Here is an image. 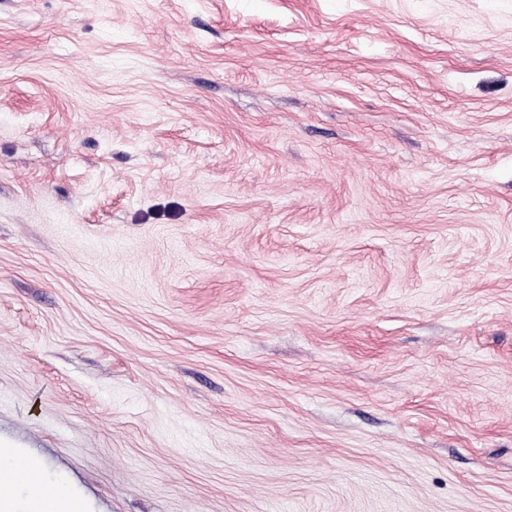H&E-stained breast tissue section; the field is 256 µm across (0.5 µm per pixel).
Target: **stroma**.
Masks as SVG:
<instances>
[{
  "label": "stroma",
  "instance_id": "stroma-1",
  "mask_svg": "<svg viewBox=\"0 0 512 512\" xmlns=\"http://www.w3.org/2000/svg\"><path fill=\"white\" fill-rule=\"evenodd\" d=\"M0 444L90 512H512V0H0Z\"/></svg>",
  "mask_w": 512,
  "mask_h": 512
}]
</instances>
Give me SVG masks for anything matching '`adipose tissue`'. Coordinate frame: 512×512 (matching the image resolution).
<instances>
[{"instance_id": "1", "label": "adipose tissue", "mask_w": 512, "mask_h": 512, "mask_svg": "<svg viewBox=\"0 0 512 512\" xmlns=\"http://www.w3.org/2000/svg\"><path fill=\"white\" fill-rule=\"evenodd\" d=\"M0 512H86V506L63 482L49 479L38 458L0 448Z\"/></svg>"}]
</instances>
